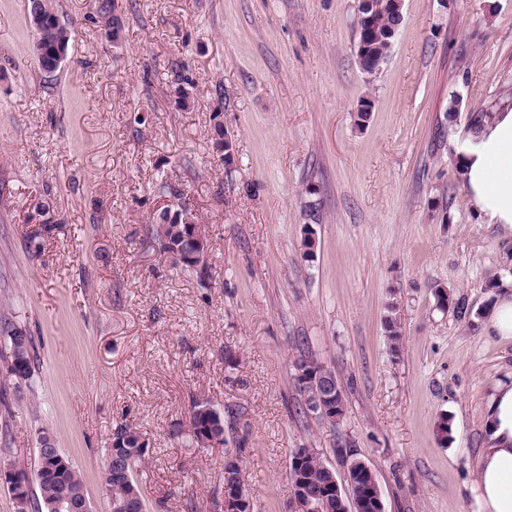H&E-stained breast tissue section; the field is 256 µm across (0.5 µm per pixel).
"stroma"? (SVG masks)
I'll use <instances>...</instances> for the list:
<instances>
[{"instance_id": "35a3bbf8", "label": "stroma", "mask_w": 512, "mask_h": 512, "mask_svg": "<svg viewBox=\"0 0 512 512\" xmlns=\"http://www.w3.org/2000/svg\"><path fill=\"white\" fill-rule=\"evenodd\" d=\"M118 3L115 42L97 0H56L75 38L47 74L28 0H0V352L19 326L36 355L28 379L0 371V465L33 468L50 434L109 512L128 425L145 512H222L228 454L253 512H294L292 450L335 467L343 446L385 512H481L486 398L512 371V342L483 330L485 283L512 291V236L473 211L454 146L512 100V0H404L372 77L359 0ZM167 180L209 237L206 274L153 238ZM304 356L335 374L340 421L309 410ZM197 402L223 412V446L191 444Z\"/></svg>"}]
</instances>
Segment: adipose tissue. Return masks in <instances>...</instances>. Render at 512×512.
I'll return each mask as SVG.
<instances>
[{"instance_id":"adipose-tissue-1","label":"adipose tissue","mask_w":512,"mask_h":512,"mask_svg":"<svg viewBox=\"0 0 512 512\" xmlns=\"http://www.w3.org/2000/svg\"><path fill=\"white\" fill-rule=\"evenodd\" d=\"M460 180L475 211L512 234V102L469 130L457 147ZM488 446L476 466L483 512H512V373L487 398Z\"/></svg>"}]
</instances>
